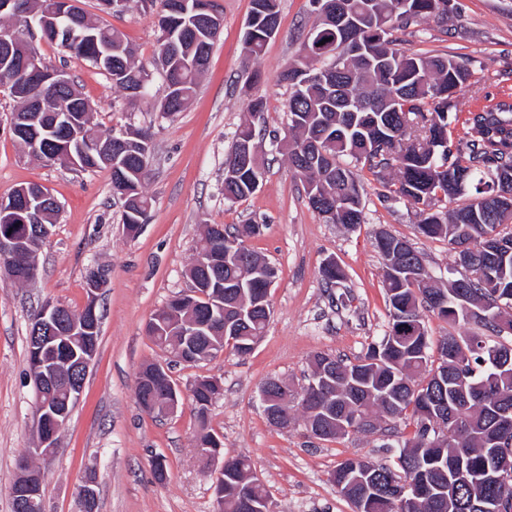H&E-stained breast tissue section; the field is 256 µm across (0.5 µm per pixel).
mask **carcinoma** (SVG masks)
Listing matches in <instances>:
<instances>
[{
	"label": "carcinoma",
	"instance_id": "cac0c4a2",
	"mask_svg": "<svg viewBox=\"0 0 512 512\" xmlns=\"http://www.w3.org/2000/svg\"><path fill=\"white\" fill-rule=\"evenodd\" d=\"M159 4L158 36L169 35L177 44L175 57L156 53L154 69L134 61L120 32L97 24L75 4L64 9L62 24L67 40L56 45L85 61L104 46L112 57L102 61L112 82L134 102L149 92L154 75L166 85L162 111L180 112L196 91L198 76L208 60L206 48L219 35L217 26L187 4L181 13ZM279 0H251L244 37L247 57L259 58L268 43V29L279 18ZM396 0H329L330 11L314 26L304 42V55L286 65L279 79L288 85L290 137L273 138L285 152L295 174L303 175L310 207L332 224L356 225L364 221L361 186L354 169L363 166L379 175L388 169L397 180L384 187L395 198L422 204L419 232L444 239L457 249L460 265L468 275L442 288L422 266L421 254L409 241L391 233L376 238L385 259L383 288L389 302V329L367 347L364 356L351 361L336 356L330 369L332 385L318 391L302 387L310 402L336 413V427L324 425L319 439L354 433L355 415L374 414L382 429L393 434L397 422L412 420L413 436L394 450L389 464L374 465L358 457L343 460L333 472L353 512H398L396 494L407 484L418 494V512H484L481 498L497 494L485 478L492 459V437L512 440V427L496 425L497 411L512 409V363L498 352L504 335H512V93L492 98L473 112L456 109V92L471 84L473 73L458 61L440 55L412 53L395 47L392 32L417 25L435 14H446L450 0H405L407 7L394 11ZM361 15L381 17L387 29L376 32L364 23L349 33L336 26L340 7ZM365 45L366 58L344 59L343 39ZM22 82L31 97L49 104H85L76 85L57 88L26 79L0 68V83ZM138 139L126 150L124 166L110 172L112 191L124 201L123 224L131 230L147 221L150 198L144 192L145 175L132 153L149 145L150 136L135 130ZM255 143L252 125L241 126L224 160V199L235 202L256 192L266 169L259 159L238 162V150ZM440 198L456 201L452 211L426 212ZM60 208L53 201L40 202L28 223H0V232L12 230L25 236L34 224L52 225ZM260 257L247 249L224 256L222 278L225 315L240 291L254 293L269 285L255 272ZM481 312L471 319L465 307ZM207 306L192 309L165 306L151 320L150 336L173 357L186 354L184 318L201 317ZM433 315L451 324L473 322L487 336L444 337L432 351L425 318ZM218 381L202 380L190 389L198 421L195 447L214 437L208 427L212 400L220 394ZM251 469L245 458H236L224 475V512H247L245 500L265 494L263 487H247L240 480Z\"/></svg>",
	"mask_w": 512,
	"mask_h": 512
}]
</instances>
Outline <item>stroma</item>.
<instances>
[{
  "label": "stroma",
  "mask_w": 512,
  "mask_h": 512,
  "mask_svg": "<svg viewBox=\"0 0 512 512\" xmlns=\"http://www.w3.org/2000/svg\"><path fill=\"white\" fill-rule=\"evenodd\" d=\"M224 22L194 96L178 113L159 110L166 91L154 81L148 99L128 102L108 75L59 47L38 42L43 60L66 69L91 108L90 127L104 133L126 127L151 135L152 152L144 190L151 199L148 220L136 235L122 224L123 203L113 197L107 170L75 173L30 157L10 132L14 102L0 93V196L37 183L49 189L62 211L37 254L34 281L17 284L0 275V512H13L9 489L21 458L37 444L32 426L35 393L28 362L31 316L45 303L72 312L86 305V272L108 270L98 298L103 313L96 356L79 403L48 457L28 458L43 477L44 512H83L78 487L85 476L97 483L96 512H219L214 477L194 448L197 420L186 394L201 376L218 379L209 426L228 457H244L263 483L271 512H353L331 475L348 457L373 464L390 460L387 439L363 433L323 441L311 438L303 419L286 429L267 419L261 385L279 378L293 388L306 384L311 360L322 353L363 356L389 324L382 288L384 260L375 247L380 230L406 238L423 253L429 272L442 284L461 278L447 241L421 235L417 209L388 197L385 184L395 171L375 177L357 170L364 221L329 224L313 211L286 155L271 152L273 136L288 131V87L279 73L303 53L317 24L313 0H280L277 34L263 55L243 50L250 0H220ZM93 20L120 31L137 62L151 64L157 47L156 10L146 0H128L118 12L100 0H79ZM440 18L396 30L409 52L466 62L478 91L463 89L459 111L477 108L485 96L512 89V0H456ZM262 98L265 109L251 114L248 103ZM260 133L266 176L245 200L224 198V159L239 125ZM210 224H257L247 247L276 269L270 291L272 315L266 331L245 355L225 349L196 364H171L146 332L151 315L191 286L186 271ZM335 258L346 279L327 287L320 268ZM150 363L168 366L185 397L177 413L158 419L136 399V378ZM161 457L164 480L151 467Z\"/></svg>",
  "instance_id": "obj_1"
}]
</instances>
